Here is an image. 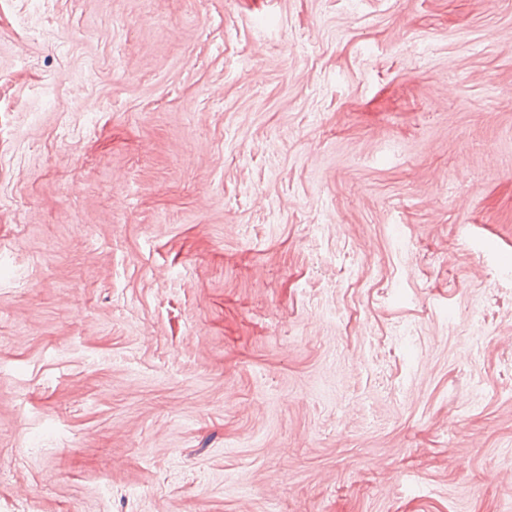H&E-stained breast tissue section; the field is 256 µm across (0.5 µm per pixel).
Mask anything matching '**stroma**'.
<instances>
[{"label": "stroma", "mask_w": 512, "mask_h": 512, "mask_svg": "<svg viewBox=\"0 0 512 512\" xmlns=\"http://www.w3.org/2000/svg\"><path fill=\"white\" fill-rule=\"evenodd\" d=\"M0 512H512V0H0Z\"/></svg>", "instance_id": "obj_1"}]
</instances>
